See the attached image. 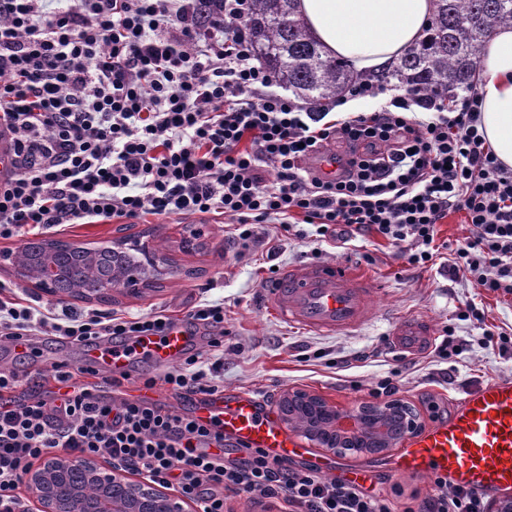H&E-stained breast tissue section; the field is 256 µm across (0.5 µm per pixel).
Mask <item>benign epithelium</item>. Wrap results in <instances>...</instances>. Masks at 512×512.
I'll return each mask as SVG.
<instances>
[{"mask_svg": "<svg viewBox=\"0 0 512 512\" xmlns=\"http://www.w3.org/2000/svg\"><path fill=\"white\" fill-rule=\"evenodd\" d=\"M57 244L52 239L31 242L39 253L37 272L24 276L48 294L55 293L61 275L52 257ZM141 255L152 277L135 272L118 287L138 292L148 286L151 278L173 273L165 262L153 259L147 247H142ZM280 404L306 415L307 425L301 434L335 455L385 454L400 440L422 429L419 416L401 400L365 402L352 410H343L319 394L288 389ZM87 480L97 481L102 490L99 500L90 505L81 498V487ZM27 485L37 512H190L191 508L187 499L179 500L155 484L134 480L120 470L84 457H50L28 473Z\"/></svg>", "mask_w": 512, "mask_h": 512, "instance_id": "1", "label": "benign epithelium"}]
</instances>
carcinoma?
Instances as JSON below:
<instances>
[{
	"label": "carcinoma",
	"mask_w": 512,
	"mask_h": 512,
	"mask_svg": "<svg viewBox=\"0 0 512 512\" xmlns=\"http://www.w3.org/2000/svg\"><path fill=\"white\" fill-rule=\"evenodd\" d=\"M246 26L252 42L278 83L314 106L339 98L356 80L342 61L325 53L296 11V0H251ZM512 26V0H435L433 17L422 39L398 62L372 73L379 83L418 86L448 101L479 81L481 50L494 32ZM140 259L121 262L110 251L87 252L65 274L64 291L84 297V288L119 282Z\"/></svg>",
	"instance_id": "cac0c4a2"
}]
</instances>
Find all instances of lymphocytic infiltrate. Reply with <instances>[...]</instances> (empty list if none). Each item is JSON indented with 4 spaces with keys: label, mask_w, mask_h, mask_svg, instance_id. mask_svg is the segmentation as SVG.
<instances>
[{
    "label": "lymphocytic infiltrate",
    "mask_w": 512,
    "mask_h": 512,
    "mask_svg": "<svg viewBox=\"0 0 512 512\" xmlns=\"http://www.w3.org/2000/svg\"><path fill=\"white\" fill-rule=\"evenodd\" d=\"M250 0H0V128L14 170L0 179V238L26 226L166 218H228L242 248L254 227L311 225L349 249L372 230L409 265L438 253V226L464 213L448 275L512 294V169L478 129L479 86L459 106L404 87L380 111L328 120L275 92L276 80L244 25ZM346 167L323 177L311 161L331 140ZM204 329L214 361L190 348L178 367L144 378L182 396L218 391L224 306L200 300L185 316ZM160 314L118 317L95 309L0 299V345L55 336L79 346L162 336ZM60 390L20 398L22 377L0 368V512H29L20 492L50 455L102 458L224 512L233 495L285 502L289 512H390L386 499L322 478L260 448L224 451L219 429L143 399L105 398L82 383L86 367L52 363ZM434 490L406 512H487L477 494Z\"/></svg>",
    "instance_id": "f902f5d3"
}]
</instances>
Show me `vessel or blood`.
<instances>
[{
	"instance_id": "vessel-or-blood-1",
	"label": "vessel or blood",
	"mask_w": 512,
	"mask_h": 512,
	"mask_svg": "<svg viewBox=\"0 0 512 512\" xmlns=\"http://www.w3.org/2000/svg\"><path fill=\"white\" fill-rule=\"evenodd\" d=\"M375 282L349 265L301 263L285 269L269 296L275 315L301 330L317 334L348 332L368 319ZM433 342L428 321L409 318L391 333L394 350L416 355ZM191 337L180 326L163 336H142L132 353L123 348H88L90 366L111 374L124 373L130 355H144L156 364L181 361ZM192 414L217 425L232 446L263 449L270 457L293 462L309 455L307 443L283 424L261 400L246 392L215 393L195 400ZM386 466L391 476H441L449 488L473 492L486 500L512 495V375L503 374L461 392L447 419L402 443ZM325 475L342 471L344 480L360 484L364 467L341 470L337 461L319 458Z\"/></svg>"
}]
</instances>
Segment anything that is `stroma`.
<instances>
[{"mask_svg": "<svg viewBox=\"0 0 512 512\" xmlns=\"http://www.w3.org/2000/svg\"><path fill=\"white\" fill-rule=\"evenodd\" d=\"M263 237L250 255L240 256L228 224L209 217L172 219L148 215L137 223L67 224L29 230L32 239H61L104 243L120 236L128 244H162L173 262L174 273L164 276L136 294L114 289L102 300L65 297L76 311L96 308L105 312L146 314L163 308L184 316L199 297L224 305V383L227 391H245L276 404L288 389H304L321 395L340 409L367 401L369 391L389 375L399 377L400 400L431 425L428 402L449 411L453 398L464 389L494 376L512 374V350L485 344L482 325H495L512 334V295L489 294L466 279H449L443 259L415 267L400 258L395 248L378 234L357 236L356 251L348 253L307 236L281 231L279 225L263 224ZM368 256L365 265L378 291L367 323L352 332L334 335L307 333L280 321L273 313L263 286L291 264L318 263L357 265L358 255ZM484 312L483 321L465 317L467 304ZM405 317L428 319L436 340L452 327V341L460 353L454 361L439 359L434 352L409 357L389 350L393 325ZM42 357L19 360L15 352L0 349V364L17 368L25 380L16 394L25 397L42 392L40 377L53 362L72 367L83 363V351L70 344L46 340ZM368 494L390 499L395 512H405L413 496L432 492L431 477L398 478L394 483L367 481Z\"/></svg>", "mask_w": 512, "mask_h": 512, "instance_id": "obj_1", "label": "stroma"}]
</instances>
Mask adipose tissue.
<instances>
[{
    "instance_id": "adipose-tissue-1",
    "label": "adipose tissue",
    "mask_w": 512,
    "mask_h": 512,
    "mask_svg": "<svg viewBox=\"0 0 512 512\" xmlns=\"http://www.w3.org/2000/svg\"><path fill=\"white\" fill-rule=\"evenodd\" d=\"M298 10L325 51L356 71L375 70L421 39L432 0H299ZM479 128L512 168V27L498 29L481 58Z\"/></svg>"
}]
</instances>
